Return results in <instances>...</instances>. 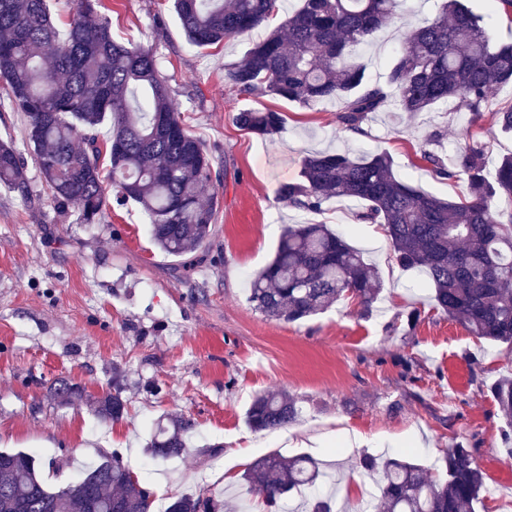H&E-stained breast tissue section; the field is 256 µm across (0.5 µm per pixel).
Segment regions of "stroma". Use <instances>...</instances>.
I'll return each instance as SVG.
<instances>
[{
    "label": "stroma",
    "instance_id": "1",
    "mask_svg": "<svg viewBox=\"0 0 512 512\" xmlns=\"http://www.w3.org/2000/svg\"><path fill=\"white\" fill-rule=\"evenodd\" d=\"M120 42L154 49L174 108L214 159L216 222L192 272L160 252L136 204L110 205L99 224H81L53 203L33 158H26L29 197L0 186V449L56 460L49 483L76 478L84 463L119 452L158 498L215 495L239 512H261L241 476L270 452L308 454L326 465L338 512L375 501L377 478L362 455H394L403 446L416 463L439 473L453 442L469 448L486 477L477 512H512V465L500 444L503 420L490 387L512 377V350L478 340L448 319L420 283L402 271L379 224L358 222L359 204L335 200L320 213L279 200L280 185L299 179L306 154L388 152L395 172L440 198L467 195L466 178L436 177L420 159L428 135L452 153L464 134L512 152V135L494 121L512 104L498 90L479 121L448 104L396 126L370 115L362 135L342 128L338 107L312 109L278 98L237 95L226 78L254 42L278 27L297 0H284L265 26L204 50L191 46L172 0H101ZM435 0H406L403 15L357 57L372 81L408 28L434 16ZM248 108L283 112L270 142L241 130L235 114ZM322 223L347 235L376 266L383 298L370 311L348 299L296 323L271 320L248 300L253 276L273 257L283 225ZM419 311L415 327L406 316ZM122 375L127 413L102 423L92 403ZM65 378L85 401L66 404L50 389ZM282 390L302 409L299 421L256 432L245 423L255 395ZM191 420L188 451L157 462L144 445L155 423Z\"/></svg>",
    "mask_w": 512,
    "mask_h": 512
}]
</instances>
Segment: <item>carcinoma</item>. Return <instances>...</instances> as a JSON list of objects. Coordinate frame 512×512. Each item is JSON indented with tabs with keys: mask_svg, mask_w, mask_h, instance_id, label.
<instances>
[{
	"mask_svg": "<svg viewBox=\"0 0 512 512\" xmlns=\"http://www.w3.org/2000/svg\"><path fill=\"white\" fill-rule=\"evenodd\" d=\"M95 0H76V17L61 31L48 0H0V89L27 121L26 148L32 153L54 204L74 208L83 223L96 224L117 200L137 203L161 251L195 267L194 254L215 220L213 158L186 129L170 104L167 79L150 48L112 37L105 17L95 18ZM467 0H440L432 19L406 34L384 82H372L355 47L398 17L402 0H300L275 31L252 45L227 68L243 96L279 97L302 108L336 102L343 128L357 133L369 115L385 110L405 121L452 101L480 118L492 92L512 85V43L492 44L486 16ZM279 0H173L187 41L205 49L261 27L279 10ZM244 131L275 140L285 118L271 109L242 110L234 117ZM109 123V146L101 149L98 128ZM490 146L468 138L451 162L425 150L422 159L437 176H466L470 194L444 199L400 179L385 151L356 156L321 152L302 161L300 179L277 194L288 205L320 212L337 199L360 202L362 222L381 224L403 270L425 273L436 308L470 335L512 348V154L501 156L488 174ZM108 154L111 183L102 177ZM28 195L23 152L0 141V186ZM381 282L373 266L326 224L286 227L271 262L252 280L249 302L265 316L296 322L317 315L341 299L366 311L378 300ZM125 387L96 401L103 422L126 412ZM54 395L83 399L80 386L60 380ZM491 395L503 418L505 443L512 442V377L499 379ZM296 400L282 391L256 396L247 412L253 430H270L299 418ZM191 422L156 424L147 453L157 461L182 456ZM440 475L395 457L365 455L360 466L383 474L382 512H475L485 484L483 471L461 443L450 446ZM323 473L306 455L270 453L243 472L247 491L272 510L292 493L315 487ZM155 495L135 478L118 454L84 470L75 481L49 487L39 461L24 451L0 450V512H156ZM306 512H333L330 497L304 500ZM214 496H182L163 512H225Z\"/></svg>",
	"mask_w": 512,
	"mask_h": 512,
	"instance_id": "carcinoma-1",
	"label": "carcinoma"
}]
</instances>
